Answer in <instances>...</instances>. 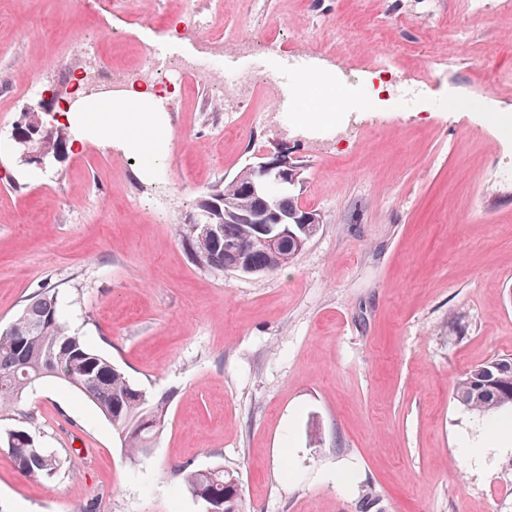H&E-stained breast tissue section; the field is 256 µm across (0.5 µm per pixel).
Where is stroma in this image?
<instances>
[{
	"label": "stroma",
	"mask_w": 512,
	"mask_h": 512,
	"mask_svg": "<svg viewBox=\"0 0 512 512\" xmlns=\"http://www.w3.org/2000/svg\"><path fill=\"white\" fill-rule=\"evenodd\" d=\"M97 2L90 16L76 0H0V324L53 289L88 345L173 401L157 447L132 463L94 405L43 381L0 413V429L32 417L64 471L51 483L21 474L0 447V512H203L173 472L186 461L234 472L244 512H512V452L473 465L464 446L486 421L452 395L464 372L512 355V137L487 118L512 114V88L489 89L512 75V10L222 0L221 29L281 43L276 54L224 48L236 76H267L256 110L225 112L207 76L162 114L171 140L159 162L117 136L67 146L45 169L25 164L12 133L31 77L67 98L103 34L122 67L159 44L178 58L206 47L209 30L177 37L160 18L207 13L210 0ZM452 18L468 41L448 31ZM387 50L391 83L423 80L407 105L367 70ZM306 52L352 75L339 92L348 131L330 151L259 124L285 60ZM463 97L464 110L432 108ZM281 142L302 167L303 204L323 216L318 234L275 274L193 265L178 224Z\"/></svg>",
	"instance_id": "1"
}]
</instances>
